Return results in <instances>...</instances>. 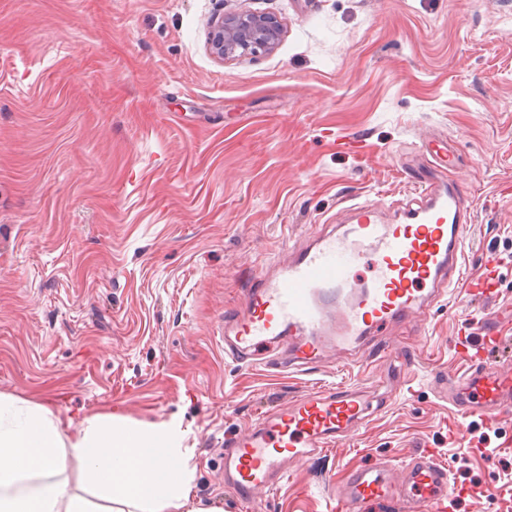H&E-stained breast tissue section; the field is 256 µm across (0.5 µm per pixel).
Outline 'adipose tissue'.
Wrapping results in <instances>:
<instances>
[{
    "label": "adipose tissue",
    "mask_w": 512,
    "mask_h": 512,
    "mask_svg": "<svg viewBox=\"0 0 512 512\" xmlns=\"http://www.w3.org/2000/svg\"><path fill=\"white\" fill-rule=\"evenodd\" d=\"M180 422L92 415L67 434L48 406L0 394V512H208Z\"/></svg>",
    "instance_id": "obj_1"
}]
</instances>
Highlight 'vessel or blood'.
<instances>
[{
    "instance_id": "b4317fda",
    "label": "vessel or blood",
    "mask_w": 512,
    "mask_h": 512,
    "mask_svg": "<svg viewBox=\"0 0 512 512\" xmlns=\"http://www.w3.org/2000/svg\"><path fill=\"white\" fill-rule=\"evenodd\" d=\"M346 228L311 233L286 263L251 273V284L219 331L232 360L269 366L282 357L297 373L328 353L382 346L398 350L392 329L419 326L449 288L492 297L495 263L469 280L462 271L468 214L456 188H424L402 222L380 220L372 204L356 208ZM388 330L379 340V330ZM375 393L363 384L316 387L257 416L224 441V485L259 512V493L287 480L294 465L355 435L372 414ZM448 402L462 416L498 423L512 413V364L483 353L448 379ZM451 493L447 468L425 452L401 469L375 463L353 470L337 490L341 512H439Z\"/></svg>"
}]
</instances>
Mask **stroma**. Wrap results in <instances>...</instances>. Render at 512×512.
<instances>
[{
  "label": "stroma",
  "mask_w": 512,
  "mask_h": 512,
  "mask_svg": "<svg viewBox=\"0 0 512 512\" xmlns=\"http://www.w3.org/2000/svg\"><path fill=\"white\" fill-rule=\"evenodd\" d=\"M242 2L284 37L220 61L209 21ZM446 142L458 160L434 183L460 190L466 272L494 259L496 297L451 289L404 329L418 365L402 392L263 507L336 512L349 471L429 450L452 485L441 512H506L512 415L461 419L443 384L462 334L512 358V0H0V393L73 432L95 414L179 419L197 500L248 512L224 489L226 436L313 386L403 370L338 355L308 375L249 368L218 325L252 269L320 225L362 202L394 217L423 145Z\"/></svg>",
  "instance_id": "1"
}]
</instances>
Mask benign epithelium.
<instances>
[{
	"label": "benign epithelium",
	"mask_w": 512,
	"mask_h": 512,
	"mask_svg": "<svg viewBox=\"0 0 512 512\" xmlns=\"http://www.w3.org/2000/svg\"><path fill=\"white\" fill-rule=\"evenodd\" d=\"M283 36L275 15L241 8L212 19L208 48L216 58L230 60L270 52Z\"/></svg>",
	"instance_id": "1"
}]
</instances>
